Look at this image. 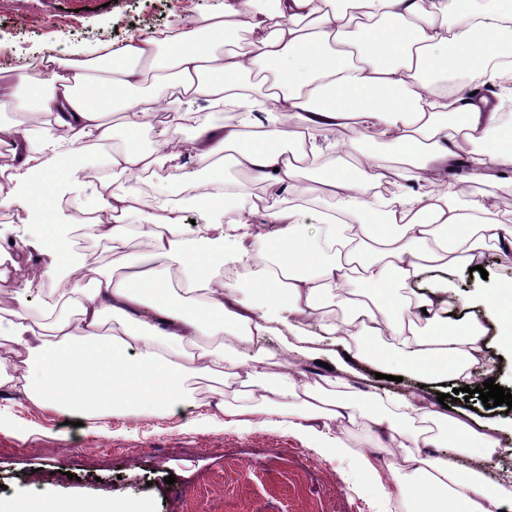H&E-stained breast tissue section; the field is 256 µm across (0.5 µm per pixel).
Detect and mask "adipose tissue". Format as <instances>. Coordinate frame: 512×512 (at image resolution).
Wrapping results in <instances>:
<instances>
[{"label":"adipose tissue","mask_w":512,"mask_h":512,"mask_svg":"<svg viewBox=\"0 0 512 512\" xmlns=\"http://www.w3.org/2000/svg\"><path fill=\"white\" fill-rule=\"evenodd\" d=\"M253 2L229 0L223 14L139 39L122 55L93 56L76 71L48 54L40 74H0V149L13 162L15 204L25 224L42 227L15 244L12 266L20 274L27 255H50L48 272L67 284L70 307L60 316L47 304L43 324L27 316L24 296L0 289V350L22 354L24 364L0 376V388L86 421L194 409L189 380H214L223 386L216 408L226 407L225 388L239 394L234 416L284 408L313 436L332 425L367 431L373 447L389 449L386 477L414 512H512V486L448 454H498L495 425L439 411L425 395L381 407L331 372L313 385L298 371L267 373L275 357L267 340L280 325L306 340L319 330L370 348L432 384L470 386L494 371L480 322L449 316L437 292L411 286L426 269L469 266L489 240L512 263V225L498 220L501 196L512 195V60L504 55L512 0ZM244 32L246 48H227ZM200 101L239 112L196 128L197 168L175 186L205 215L194 229L182 205L151 202L126 180L182 156V121ZM31 112L52 121L29 126ZM161 118L169 136L141 147V131ZM335 128L356 131V142L319 143V132ZM90 139L112 144L91 205L111 220L95 224L96 240L116 252L134 237L145 244L126 273L90 267L60 235L74 218L59 202L85 184L76 158ZM376 139L390 157L374 149ZM325 154L336 164L319 183L334 208L309 224L293 198L303 192L305 158ZM464 156L485 195L449 184ZM228 165L267 184L269 198L248 200L224 176ZM202 172L211 192L198 190ZM385 183L396 186L388 199ZM231 207L238 218L228 224ZM241 268L246 289L233 276ZM328 298L344 307L340 320H328ZM223 335L242 339L249 354L218 344ZM4 512L133 510L116 498H71L16 500Z\"/></svg>","instance_id":"adipose-tissue-1"}]
</instances>
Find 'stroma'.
<instances>
[{
    "mask_svg": "<svg viewBox=\"0 0 512 512\" xmlns=\"http://www.w3.org/2000/svg\"><path fill=\"white\" fill-rule=\"evenodd\" d=\"M224 2L0 0V68L26 70L49 53L83 60L105 48L117 51L155 30L223 13ZM50 264L48 255H33L22 278L12 276L10 266L0 267L5 288L27 298L30 318H41L43 299L57 285L47 273ZM482 266L479 272L428 270L414 288L426 293L449 285L455 317L482 318L484 341L499 358L495 382L511 392L512 352L502 349L499 328L485 319L480 299L512 270L493 258ZM287 344L294 348L288 357L293 369L310 381L323 362L344 357L354 390L410 396L421 384L397 366L358 356L331 339L305 343L282 326L268 341L273 351ZM194 396L201 408L173 416H104L74 427L12 390L0 391V497L30 495L50 503L115 496L145 512H404L401 498L380 491L375 472L363 468L364 454H373L377 470L390 458L388 449H370L363 433L343 435L333 427L313 437L289 427L284 416L235 423L209 406L207 382L196 383ZM456 407L500 428L507 451L484 462L486 475L493 479L511 469L512 413L487 412L462 399ZM170 475L171 485L165 482Z\"/></svg>",
    "mask_w": 512,
    "mask_h": 512,
    "instance_id": "35a3bbf8",
    "label": "stroma"
}]
</instances>
